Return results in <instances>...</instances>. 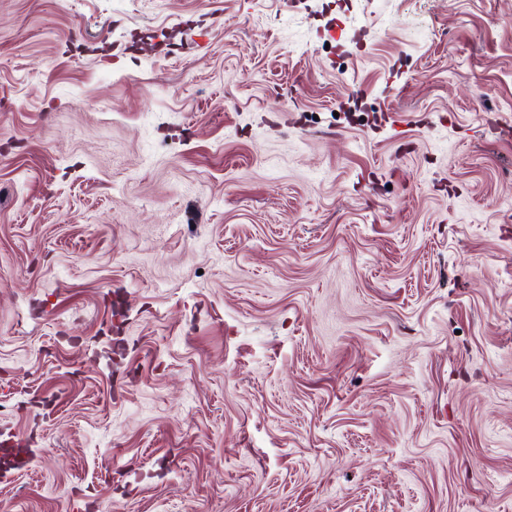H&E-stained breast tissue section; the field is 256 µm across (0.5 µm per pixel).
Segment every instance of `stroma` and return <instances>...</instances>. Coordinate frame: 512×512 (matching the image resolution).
Returning a JSON list of instances; mask_svg holds the SVG:
<instances>
[{
    "mask_svg": "<svg viewBox=\"0 0 512 512\" xmlns=\"http://www.w3.org/2000/svg\"><path fill=\"white\" fill-rule=\"evenodd\" d=\"M0 512H512V0H0Z\"/></svg>",
    "mask_w": 512,
    "mask_h": 512,
    "instance_id": "obj_1",
    "label": "stroma"
}]
</instances>
